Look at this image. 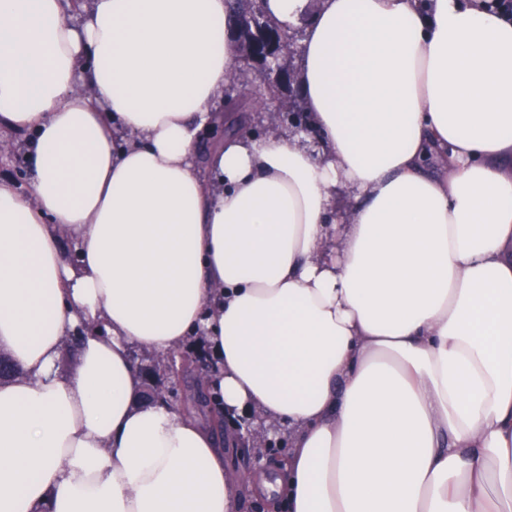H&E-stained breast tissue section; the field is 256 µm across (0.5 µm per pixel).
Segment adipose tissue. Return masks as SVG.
Masks as SVG:
<instances>
[{"mask_svg": "<svg viewBox=\"0 0 512 512\" xmlns=\"http://www.w3.org/2000/svg\"><path fill=\"white\" fill-rule=\"evenodd\" d=\"M263 9L305 28L321 154L250 133L199 159L227 0H0L30 178L0 179V512H237L219 431L141 400L133 349L198 336L212 408L290 432L253 480L273 512H512V18Z\"/></svg>", "mask_w": 512, "mask_h": 512, "instance_id": "1", "label": "adipose tissue"}]
</instances>
